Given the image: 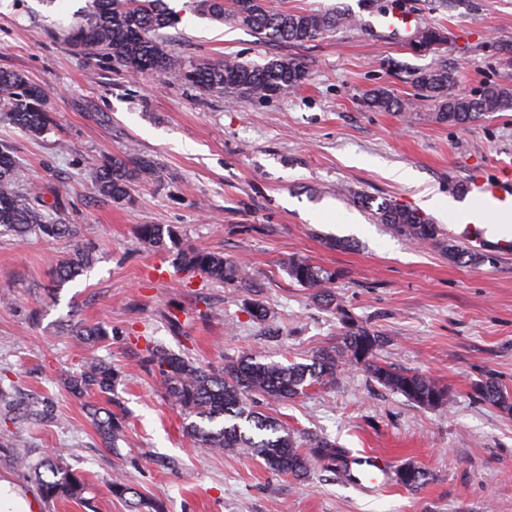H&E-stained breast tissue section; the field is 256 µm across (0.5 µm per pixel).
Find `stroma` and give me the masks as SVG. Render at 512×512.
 Returning a JSON list of instances; mask_svg holds the SVG:
<instances>
[{"label": "stroma", "instance_id": "1", "mask_svg": "<svg viewBox=\"0 0 512 512\" xmlns=\"http://www.w3.org/2000/svg\"><path fill=\"white\" fill-rule=\"evenodd\" d=\"M391 0H271L285 11L346 10L357 25L301 44L265 43L248 29L200 14L194 0H165L174 26L159 30L185 65L231 56L265 63L288 56L306 66L293 94L226 101L199 91L181 73L131 75L109 60L73 50L61 31L87 0H0V69L24 74L46 94L48 131L33 136L0 114L49 223L75 224L93 262L56 286L52 261L67 239L33 231L0 233V385L17 407L46 402L50 422L20 430L31 462L59 459L83 475L90 505L57 502L50 512H133V498L161 512H512V414L479 401L476 384L512 393V257L463 264L438 248L406 240L354 205L353 194L422 211L431 190L457 198L469 177L512 160V110L450 126L428 108L404 118L380 112L367 95L386 89L412 100V74L438 57L413 51L409 34L378 23ZM418 29L443 30V55L458 92L478 96L491 83L512 86V0H398ZM153 162L133 182L130 203L93 190L108 156ZM414 181L394 180L393 169ZM141 224H165L176 243H141ZM349 241L346 249L332 247ZM203 248L242 260L249 283L190 276L183 251ZM299 256L334 273L337 304H317L285 267ZM258 300L266 321L250 318ZM386 338L378 356L393 367L435 378L449 406L424 408L392 393L359 366H344L335 386H312L267 406L298 442L321 435L349 453L380 454L428 475L418 490L348 485L339 471L312 463L306 478L265 469L260 458L199 447L145 362L147 342L185 353L205 368L246 354L284 364L310 363L339 345L337 314ZM104 325L105 340L72 336L73 322ZM89 357L122 374L113 412L125 415L117 453L102 448L80 400L63 378ZM122 475L131 494L107 491Z\"/></svg>", "mask_w": 512, "mask_h": 512}]
</instances>
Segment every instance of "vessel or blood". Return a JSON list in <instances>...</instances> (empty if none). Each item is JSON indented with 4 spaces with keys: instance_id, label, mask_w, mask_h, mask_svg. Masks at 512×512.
Returning a JSON list of instances; mask_svg holds the SVG:
<instances>
[{
    "instance_id": "vessel-or-blood-1",
    "label": "vessel or blood",
    "mask_w": 512,
    "mask_h": 512,
    "mask_svg": "<svg viewBox=\"0 0 512 512\" xmlns=\"http://www.w3.org/2000/svg\"><path fill=\"white\" fill-rule=\"evenodd\" d=\"M465 193L474 203L467 223L451 227L452 235L470 248L490 246L500 253H512V162H500L493 172L471 178ZM392 462L383 456L364 454L348 459L345 480L364 489L387 485Z\"/></svg>"
}]
</instances>
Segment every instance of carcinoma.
<instances>
[{"label": "carcinoma", "instance_id": "cac0c4a2", "mask_svg": "<svg viewBox=\"0 0 512 512\" xmlns=\"http://www.w3.org/2000/svg\"><path fill=\"white\" fill-rule=\"evenodd\" d=\"M201 10L211 18L229 25L249 28L259 39L268 42L302 44L315 40L338 26L355 22L344 12H288L269 5V0H199ZM173 24L163 0H92L87 13L68 29L66 39L75 49L84 50L115 62L128 73L184 72L195 87L225 97L233 102L240 99L266 100L284 97L303 83L306 71L294 58L273 59L262 65L249 64L235 57H226L217 64L184 70L180 57L154 33ZM457 75L440 61L436 66L415 74L416 98L404 104L385 89L373 90L368 105L374 109L392 112L405 106L434 108L431 118L437 123L463 124L493 112L512 109V87L489 84L479 96L470 97L455 92ZM0 109L19 129L40 134L49 126L42 89L24 75L0 70ZM147 164L128 157L111 156L97 168L94 189L103 199L114 203L130 201L129 189ZM24 178L12 147L0 144V227L18 236L40 230L51 237L75 239L79 231L74 224H50L43 206L19 196L14 186ZM360 207L373 212L377 222L387 225L394 233L416 244L434 241L459 261L472 263L493 262L494 257L472 254L457 244H450L436 224L421 218L416 212L383 202L372 207L368 198L355 196ZM140 241L154 248L165 246V240H176L170 227L160 224H140L136 229ZM91 254L77 244L65 257L56 261L54 274L58 284L74 280L90 268ZM284 265L288 276L307 288H315V297L331 303L325 291L331 275L322 268L300 257H290ZM188 271H198L215 282L237 283L246 280L247 267L240 261L226 258L206 249H193L184 259ZM344 332L339 348L321 350L309 364L261 361L259 356H244L228 360L215 371L204 369L190 359L163 346L148 349L146 362L163 379L165 394L173 406L190 422L186 433L203 448L217 453L245 450L260 458L267 470L277 475L305 477L310 462L338 467L347 450L325 438L308 440L301 447L295 437L275 417L259 411L264 404L284 402L302 393L312 384L331 386L341 374L344 365H361L384 388L399 393L425 408L449 404L448 387L436 379L402 371L378 361L376 352L384 343L377 331L351 321L342 309ZM69 332L85 341L95 342L107 336L100 326L80 322L69 325ZM122 375L112 364L89 359L82 368L67 378L70 393L83 398L104 394L107 406L87 407L103 446L118 448L125 432L122 419L108 408L112 394ZM476 396L493 406L512 412V395L492 382L476 386ZM13 397L0 387V409L13 424L22 416L12 413ZM200 422L193 421V418ZM7 447L12 452L15 466L29 468V457L22 451L25 442L13 439ZM426 481V473L411 464L399 466L394 482L417 490ZM34 482L41 500L53 505L60 500L84 499L87 485L81 474L66 465L53 461L40 465L34 471Z\"/></svg>", "mask_w": 512, "mask_h": 512}]
</instances>
